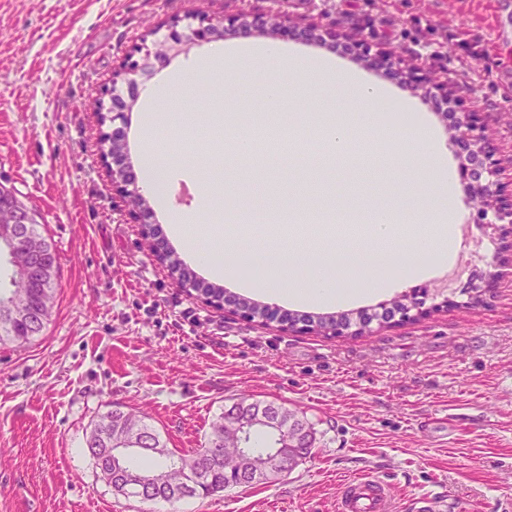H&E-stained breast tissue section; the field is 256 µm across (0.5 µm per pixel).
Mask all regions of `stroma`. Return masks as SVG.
<instances>
[{
	"label": "stroma",
	"mask_w": 512,
	"mask_h": 512,
	"mask_svg": "<svg viewBox=\"0 0 512 512\" xmlns=\"http://www.w3.org/2000/svg\"><path fill=\"white\" fill-rule=\"evenodd\" d=\"M495 2L356 0L349 8L336 0H0V184L16 188L38 214L60 267L43 332L27 344H0V512H336L342 484L368 474L388 482L395 512H418L426 496L435 498L436 512H512V272L503 271L480 305L467 306V286L482 283L496 232L476 226L463 184L454 194L458 223L469 232L465 253L338 268L333 276L343 291L369 279L385 287L337 305L295 304L278 296L287 280L273 269L239 267L216 278L197 266L171 232L172 216L199 213L198 198L180 190L230 183L238 200L262 178L270 195L259 207L284 208L299 182L310 206L342 210L372 202L385 185L387 205L414 213L411 172L390 160L372 131L357 136L353 159L336 160L331 174L267 159L251 177L237 176L221 114L269 131L287 127L289 105L263 100L266 68L247 58L238 63L245 79L233 96H216L224 71L208 58L215 45L240 40L225 31L144 79L148 87L187 75L154 105L161 123L154 137L142 131L143 100L125 115L132 173L151 148L176 163L166 205H152L142 226L112 191L91 106L111 86L117 60L174 14L217 19L281 10L297 25L367 18L414 63L453 72L468 62L471 107L485 116L501 154L512 156V38L495 35ZM278 42L305 58L334 59L384 88L380 125L401 133L427 126L447 168L465 163L450 140L451 120L404 79L322 38L282 35ZM155 241L201 286L223 288L231 301L315 318L355 315L424 287L432 311L361 336L248 322L231 303L215 306L181 288L157 261ZM299 243L315 246L311 235L276 237L253 225L230 246L273 252ZM243 397L303 412L315 430L310 455L270 483L144 503L115 494L85 450L100 414L117 406L144 417L174 455L192 453L225 407Z\"/></svg>",
	"instance_id": "35a3bbf8"
}]
</instances>
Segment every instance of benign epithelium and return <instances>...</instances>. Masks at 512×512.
<instances>
[{"mask_svg":"<svg viewBox=\"0 0 512 512\" xmlns=\"http://www.w3.org/2000/svg\"><path fill=\"white\" fill-rule=\"evenodd\" d=\"M163 28L166 29V33L160 37L158 32ZM225 29L236 30L244 36L260 31L270 37L290 31L304 39L315 37L322 29L332 41L348 44L350 51L357 57L366 59L378 68L393 71L408 83L423 89L425 97L445 104H463V96L448 78L432 75L425 68L395 55L385 42L375 39L360 25L346 26L337 20L323 28L316 23L293 26L288 15L281 12H269L252 17L231 14L218 20L208 15L196 14L189 22L180 15H172L150 30L148 37L142 38L141 43L132 46L112 71V89L103 90L98 94L106 121L113 124L123 118V114L130 111L135 102V96L132 94L127 100L119 96L118 84H124L130 90L138 88V79L152 73L157 65L178 55L186 46L209 40ZM109 133L112 134V153L102 158V163L106 172L112 173V189L125 200L130 219L137 224H145L147 206L139 187L128 173L124 132L114 126L110 128ZM452 140L473 160L471 166L461 169L460 177L477 212L476 225L490 226L497 231L496 248L488 263L490 270L487 282L491 283L502 274V268H512V179L506 183L502 182V176L512 167L505 164L498 155L496 147L487 135L484 121L477 112L468 110L460 113L453 126ZM29 223L31 213L7 197L0 187V233L3 232L1 225L5 224L8 236L20 240L23 238L24 225ZM44 255L45 250L40 248H33L27 252L25 269L28 277L36 278L46 272ZM424 305L423 296L415 292L405 298L403 306L395 301L391 302L390 310L393 311V317L389 323L400 324L425 315L427 309ZM262 322H275L279 327L293 331L319 332L316 322L301 323L289 318L288 314L275 307L264 308ZM279 422L278 417L261 415L256 418L247 416L231 420L239 448L242 447V442L251 429L257 425L284 433L281 448L273 454L262 456L259 462L256 461V456L243 452L245 459L256 462L254 475L257 479L265 475L289 472L303 459V449L314 445L312 436L291 427L285 430L279 426Z\"/></svg>","mask_w":512,"mask_h":512,"instance_id":"obj_1","label":"benign epithelium"}]
</instances>
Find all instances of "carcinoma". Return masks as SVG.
<instances>
[{"label": "carcinoma", "mask_w": 512, "mask_h": 512, "mask_svg": "<svg viewBox=\"0 0 512 512\" xmlns=\"http://www.w3.org/2000/svg\"><path fill=\"white\" fill-rule=\"evenodd\" d=\"M39 223L29 227V236L33 242L45 247L48 253L49 272L37 284L24 279L18 271H13L11 277L12 288L5 292L0 288V343L25 344L39 335L48 322L54 299L55 283L59 275L57 254L51 243L40 233ZM171 273L177 276L179 283L188 288H198L196 277L192 271L182 266L177 260L169 261ZM27 303L26 315L22 317L11 316L6 304L19 305ZM279 406L272 402L253 401L247 405L237 403L230 411L249 413L251 415L277 414ZM94 444L86 447V451L94 452L100 456L112 452V448L125 442L128 438L145 439L147 445L133 450L124 463L129 472H150L156 476V481L144 489L143 500L171 502L186 497L206 498L216 491H223L229 487H238L247 484L252 488L254 484L245 473L237 469L227 470L226 464L236 462V450L228 449V459L225 464H215L205 467L197 475L192 484L184 485L179 482V473L176 465L171 463L170 452L160 435L141 419L132 413H125L119 409H110L103 413L90 431ZM224 447V417H219L211 427L204 447Z\"/></svg>", "instance_id": "obj_1"}]
</instances>
